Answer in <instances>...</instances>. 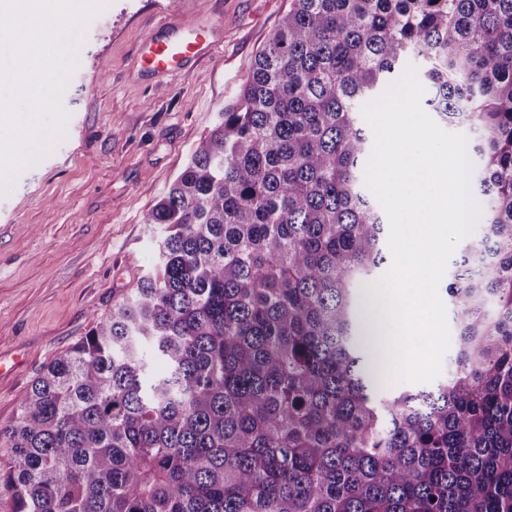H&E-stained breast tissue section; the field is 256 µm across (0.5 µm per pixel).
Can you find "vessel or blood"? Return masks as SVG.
<instances>
[{
	"label": "vessel or blood",
	"mask_w": 512,
	"mask_h": 512,
	"mask_svg": "<svg viewBox=\"0 0 512 512\" xmlns=\"http://www.w3.org/2000/svg\"><path fill=\"white\" fill-rule=\"evenodd\" d=\"M219 42L216 27L207 21L186 25L165 21L144 38L140 70L145 78L168 77L192 68L198 61L215 55Z\"/></svg>",
	"instance_id": "b4317fda"
}]
</instances>
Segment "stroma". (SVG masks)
Masks as SVG:
<instances>
[{"mask_svg": "<svg viewBox=\"0 0 512 512\" xmlns=\"http://www.w3.org/2000/svg\"><path fill=\"white\" fill-rule=\"evenodd\" d=\"M222 20L215 58L143 83V38L168 0H113L90 26L63 97L65 140L0 196V426L57 357L132 295L155 258L145 214L230 105L288 0H179Z\"/></svg>", "mask_w": 512, "mask_h": 512, "instance_id": "obj_1", "label": "stroma"}]
</instances>
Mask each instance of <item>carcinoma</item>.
<instances>
[{
  "label": "carcinoma",
  "mask_w": 512,
  "mask_h": 512,
  "mask_svg": "<svg viewBox=\"0 0 512 512\" xmlns=\"http://www.w3.org/2000/svg\"><path fill=\"white\" fill-rule=\"evenodd\" d=\"M412 58L476 134L485 232L446 287L451 378L386 393L358 114ZM143 223L154 273L0 429L4 512H512V0H288Z\"/></svg>",
  "instance_id": "1"
}]
</instances>
